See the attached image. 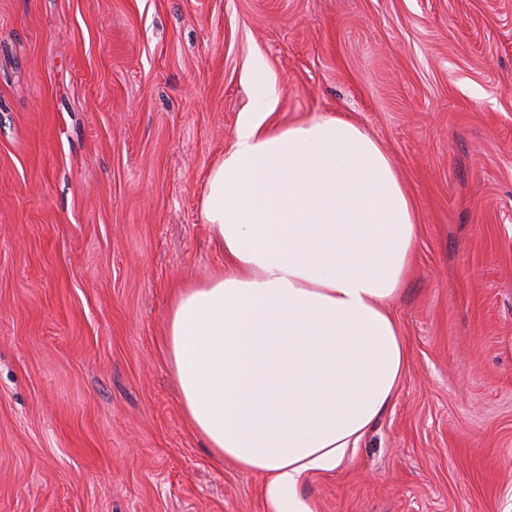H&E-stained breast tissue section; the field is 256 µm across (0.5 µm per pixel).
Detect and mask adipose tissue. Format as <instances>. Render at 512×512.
Here are the masks:
<instances>
[{
	"label": "adipose tissue",
	"mask_w": 512,
	"mask_h": 512,
	"mask_svg": "<svg viewBox=\"0 0 512 512\" xmlns=\"http://www.w3.org/2000/svg\"><path fill=\"white\" fill-rule=\"evenodd\" d=\"M250 86L200 205L224 269L174 297L166 358L209 448L264 475V512H319L308 479L356 451L404 373L390 306L416 215L359 127L323 113L276 123L280 90L263 60Z\"/></svg>",
	"instance_id": "1"
}]
</instances>
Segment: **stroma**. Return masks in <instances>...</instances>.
Listing matches in <instances>:
<instances>
[{
	"label": "stroma",
	"mask_w": 512,
	"mask_h": 512,
	"mask_svg": "<svg viewBox=\"0 0 512 512\" xmlns=\"http://www.w3.org/2000/svg\"><path fill=\"white\" fill-rule=\"evenodd\" d=\"M262 59L416 212L390 407L319 512H512V0H0V512H263L186 419L171 299Z\"/></svg>",
	"instance_id": "obj_1"
}]
</instances>
